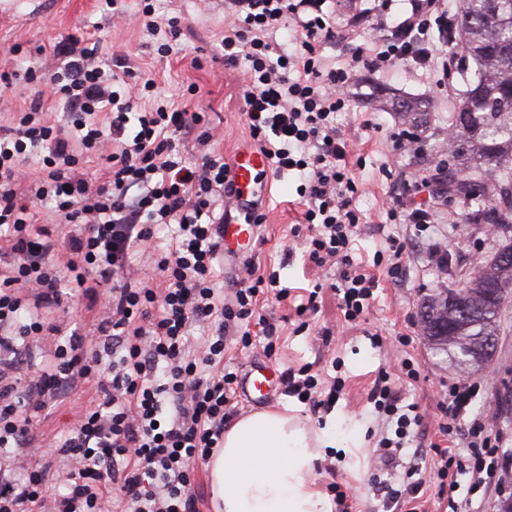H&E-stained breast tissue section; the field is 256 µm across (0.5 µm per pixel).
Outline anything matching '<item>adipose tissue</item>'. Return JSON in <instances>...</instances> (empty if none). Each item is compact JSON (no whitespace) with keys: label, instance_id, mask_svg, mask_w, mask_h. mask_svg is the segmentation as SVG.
Listing matches in <instances>:
<instances>
[{"label":"adipose tissue","instance_id":"1","mask_svg":"<svg viewBox=\"0 0 512 512\" xmlns=\"http://www.w3.org/2000/svg\"><path fill=\"white\" fill-rule=\"evenodd\" d=\"M335 445L332 420L315 433L284 409L241 417L208 462L217 512H326L309 476Z\"/></svg>","mask_w":512,"mask_h":512}]
</instances>
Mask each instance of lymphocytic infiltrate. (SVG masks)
<instances>
[{"label": "lymphocytic infiltrate", "mask_w": 512, "mask_h": 512, "mask_svg": "<svg viewBox=\"0 0 512 512\" xmlns=\"http://www.w3.org/2000/svg\"><path fill=\"white\" fill-rule=\"evenodd\" d=\"M408 2L390 27V2L377 0L370 27L386 37L353 33L351 61L336 69L322 55L337 33L320 0H224L220 46L225 66L244 69L250 135L274 173L302 175L304 253L314 266L336 270L333 288L349 321L360 317L377 282L349 254L357 187L331 117L350 101L356 68H447L436 43L453 24L444 0ZM288 23L301 53H285L272 40ZM52 55L48 95L70 120L50 123L38 95L0 126V327L8 329L0 349L10 353L0 361V512H111L114 487L124 512H200L190 492L195 466L222 446L235 410L237 375L223 369L225 333L236 328L242 346H250L258 296L287 291L248 258L233 301L215 286L225 222L217 210L239 192L205 112L138 108L153 80L129 83L132 69L122 57L104 69L77 37L61 38ZM188 144L197 155L192 163L183 159ZM40 148L48 151L41 170L28 168V155ZM93 157L105 160V181L89 173ZM44 204L79 232L54 236L36 227ZM155 224L176 227L162 255L153 247ZM137 256L152 260L157 281L140 277ZM67 300L99 311L97 341L76 330L61 336L52 324L51 313ZM197 323L209 324L211 334L193 344ZM44 341L53 349L39 375L19 382L31 346ZM90 381L96 388L89 405L75 412L70 436L54 447L71 467L53 469L38 453L42 440L30 415ZM370 400L396 424L377 446L389 464L422 416L417 404L400 403L386 371ZM468 435V462L452 448L439 451L438 493L450 512H475L474 503L489 502L512 471L499 453L505 433H489L475 419Z\"/></svg>", "instance_id": "lymphocytic-infiltrate-1"}]
</instances>
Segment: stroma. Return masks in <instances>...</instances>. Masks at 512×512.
<instances>
[{
    "label": "stroma",
    "instance_id": "obj_1",
    "mask_svg": "<svg viewBox=\"0 0 512 512\" xmlns=\"http://www.w3.org/2000/svg\"><path fill=\"white\" fill-rule=\"evenodd\" d=\"M156 15L179 12L191 27V34L166 58L155 48L160 34L143 24L113 26L104 0H0V73L43 65L44 51L61 37L74 35L98 41L99 57L111 63L113 57L128 58L134 72L153 79L156 92L177 100L188 110L203 108L218 127L226 158L252 147L249 128L242 114L244 85L235 70L225 68L216 47V36L224 28V0H152ZM437 72L412 70L396 65L384 71L359 70L352 86L350 105L334 116L336 127L349 143L348 170L358 186L352 207L359 217L353 243L356 264L373 274L378 283L374 299L356 321H345L339 300L332 289L331 271L313 268L293 237L295 226L303 224L304 206L296 192L301 180L292 172L262 191L261 209L266 221L258 231L250 257L261 272H276L281 287L291 298H260L258 310L275 328L276 348L266 356L259 327H251L255 343L249 348L228 343L224 365L240 373L252 363H268L276 373L288 368L309 367L311 373L329 379L339 377L342 389L331 412L314 411L297 398L275 391L265 404L269 408H295L313 429L322 428L327 415L336 417V447L329 450L311 474L315 488L326 499L335 490L347 494L350 512H406L403 503L384 509L395 491L404 489L409 479L404 469L415 466L422 482L417 502L421 512H448L447 500L437 495L440 463L436 449L447 447L448 439L439 431L444 415L441 403L449 384L474 388L470 416L458 421L459 446H466L470 417L486 420L492 430L512 434V302L499 320L496 349L487 362L469 374L458 372L448 357L436 354L423 338L419 312L436 289L469 277L474 261L491 259L502 239L487 235L485 224L466 222L467 205L459 199L434 198L437 223L420 227L393 220L387 204L391 197L418 198L417 185H404L399 170L432 171L444 154L442 133L449 115L459 105L463 76L451 72L447 85H440ZM197 85V98L180 96L188 85ZM400 94L422 98L431 104L426 122L417 124L423 138L420 153L400 154L391 147L390 135L402 124L400 115L382 102ZM447 240L443 261L430 255L433 239ZM404 244L403 272L389 271V241ZM317 291L316 309L306 322L295 315V296ZM419 370L418 379L402 377L405 367ZM398 377V396L417 404L422 424L413 442L400 452L398 470L382 474L381 487H372L370 478L380 463L373 456L380 433V420L367 394L381 371ZM92 388L71 393L59 406L37 423L47 440L59 441L72 426L75 408L88 402Z\"/></svg>",
    "mask_w": 512,
    "mask_h": 512
}]
</instances>
